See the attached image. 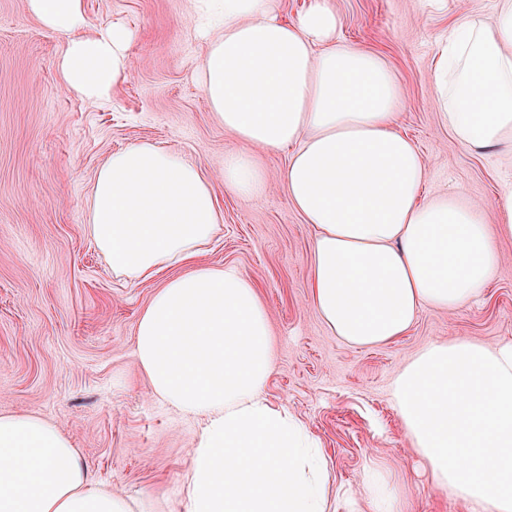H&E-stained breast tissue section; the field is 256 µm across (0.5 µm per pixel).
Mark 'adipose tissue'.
Returning <instances> with one entry per match:
<instances>
[{
	"label": "adipose tissue",
	"instance_id": "obj_1",
	"mask_svg": "<svg viewBox=\"0 0 512 512\" xmlns=\"http://www.w3.org/2000/svg\"><path fill=\"white\" fill-rule=\"evenodd\" d=\"M196 25L221 17L199 80L211 112L246 146L224 157L226 191L267 194L259 154L287 151L281 186L313 230L309 304L352 347L406 334L419 313L464 309L488 288L494 237L512 239V185L493 203L457 192L425 198V159L396 125L402 87L379 54L341 34L330 0L293 21L281 0H198ZM64 38L68 91L108 96L131 68V32H88L84 0H27ZM430 80L449 132L473 153L512 162V0L459 15ZM88 233L115 275L147 280L179 266L140 313L135 357L152 397L197 418L185 512H330L329 472L316 441L263 395L273 370L269 315L253 280L201 262L223 214L212 182L148 141L114 152L87 198ZM496 213L489 235L486 212ZM402 430L435 487L466 512H512V343L434 342L391 384ZM396 512L377 467L359 496ZM0 512H134L95 481L71 439L33 414L0 415Z\"/></svg>",
	"mask_w": 512,
	"mask_h": 512
}]
</instances>
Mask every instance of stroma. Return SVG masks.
Masks as SVG:
<instances>
[{"label":"stroma","mask_w":512,"mask_h":512,"mask_svg":"<svg viewBox=\"0 0 512 512\" xmlns=\"http://www.w3.org/2000/svg\"><path fill=\"white\" fill-rule=\"evenodd\" d=\"M343 37L380 53L403 87L400 130L428 165L424 194L456 189L492 201L512 169L476 156L440 120L428 79L462 13L495 0H332ZM195 0H86L88 27L125 24L131 70L108 97L88 100L60 80L62 44L26 0H0V413L56 424L94 479L138 512H179L198 423L153 399L134 355L139 315L159 279L116 277L87 233L86 200L113 151L150 141L213 178L224 220L203 259L247 273L268 310L275 366L264 394L317 440L330 495L356 490L364 466L386 472L400 512H464L423 472L390 399L398 369L419 349L460 337L512 341V239L484 295L456 314L423 309L404 336L359 348L341 342L309 306L312 231L280 184L287 152L264 165L272 189L255 200L225 191L226 154L242 150L214 118L195 79L206 50Z\"/></svg>","instance_id":"obj_1"}]
</instances>
